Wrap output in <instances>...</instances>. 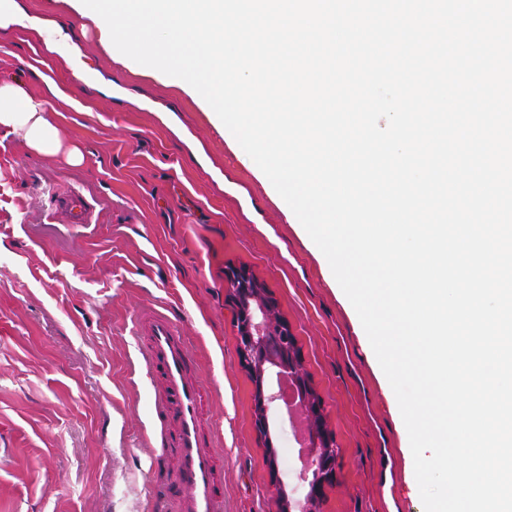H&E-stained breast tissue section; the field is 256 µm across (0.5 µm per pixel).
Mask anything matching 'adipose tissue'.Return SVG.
<instances>
[{
    "instance_id": "1",
    "label": "adipose tissue",
    "mask_w": 512,
    "mask_h": 512,
    "mask_svg": "<svg viewBox=\"0 0 512 512\" xmlns=\"http://www.w3.org/2000/svg\"><path fill=\"white\" fill-rule=\"evenodd\" d=\"M20 137L33 151L59 153L63 146L58 128L46 112L45 97L33 96L19 82L0 81V128Z\"/></svg>"
}]
</instances>
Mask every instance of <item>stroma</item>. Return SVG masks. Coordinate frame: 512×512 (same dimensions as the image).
Masks as SVG:
<instances>
[{"label":"stroma","mask_w":512,"mask_h":512,"mask_svg":"<svg viewBox=\"0 0 512 512\" xmlns=\"http://www.w3.org/2000/svg\"><path fill=\"white\" fill-rule=\"evenodd\" d=\"M15 4L28 24L0 30V81L35 94L60 86L49 117L82 161L35 153L0 129V512H175L179 477L151 426L158 375L133 327L143 309L188 339L224 512H276L224 299L230 266L277 300L325 401L342 456L324 512H422L397 399L352 304L207 102L121 54L81 0ZM75 69L86 73L78 87ZM69 189L90 202V223H65ZM271 435L294 484L287 415Z\"/></svg>","instance_id":"1"}]
</instances>
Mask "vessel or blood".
Returning a JSON list of instances; mask_svg holds the SVG:
<instances>
[{"label": "vessel or blood", "mask_w": 512, "mask_h": 512, "mask_svg": "<svg viewBox=\"0 0 512 512\" xmlns=\"http://www.w3.org/2000/svg\"><path fill=\"white\" fill-rule=\"evenodd\" d=\"M61 205L69 223H88L81 193H64ZM137 326L148 338L145 360L160 374L154 417L162 427L161 448L172 458L180 479L178 512H224L216 452L202 427L204 385L194 370L186 339L166 314L151 309L138 315Z\"/></svg>", "instance_id": "obj_1"}]
</instances>
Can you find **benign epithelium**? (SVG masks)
Returning a JSON list of instances; mask_svg holds the SVG:
<instances>
[{
  "instance_id": "benign-epithelium-1",
  "label": "benign epithelium",
  "mask_w": 512,
  "mask_h": 512,
  "mask_svg": "<svg viewBox=\"0 0 512 512\" xmlns=\"http://www.w3.org/2000/svg\"><path fill=\"white\" fill-rule=\"evenodd\" d=\"M224 285L235 311L238 360L254 384V430L271 466L276 512H322L326 488L336 481L342 449L324 400L305 369L298 339L265 284L252 272L231 267L224 272ZM293 402L305 431L299 449V480L304 488L300 497L287 490L279 475L271 438L272 414Z\"/></svg>"
}]
</instances>
